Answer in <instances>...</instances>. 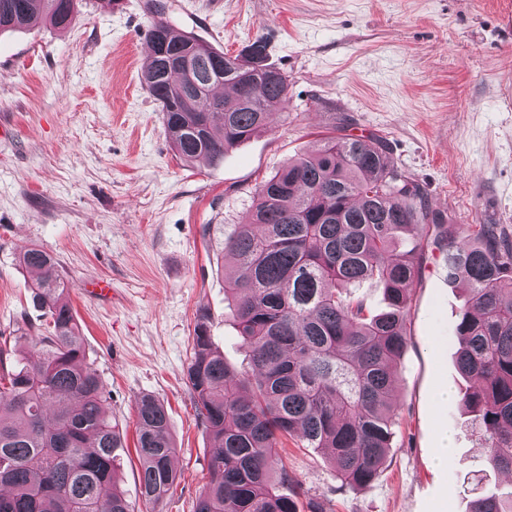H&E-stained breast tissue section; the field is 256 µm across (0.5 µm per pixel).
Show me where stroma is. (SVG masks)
<instances>
[{
	"label": "stroma",
	"mask_w": 512,
	"mask_h": 512,
	"mask_svg": "<svg viewBox=\"0 0 512 512\" xmlns=\"http://www.w3.org/2000/svg\"><path fill=\"white\" fill-rule=\"evenodd\" d=\"M165 20L237 55L256 40L288 78L267 129L222 162L187 164L141 82L150 0H80L71 25L0 33V345L43 322L20 253L54 254L70 284L85 362L122 432L120 487L133 512H192L213 443L184 372L197 324L247 366L224 296L217 227L241 223L263 178L345 128L387 142L450 224L512 233V0H166ZM111 291L93 293L96 281ZM464 287L427 247L409 293L407 346L393 368L399 424L378 478L342 486L326 453L287 440L299 512H468L499 482L460 403L456 327ZM447 390L448 402L436 401ZM167 410L179 479L159 503L139 493L135 401ZM447 435V466L435 462Z\"/></svg>",
	"instance_id": "1"
}]
</instances>
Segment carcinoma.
Returning <instances> with one entry per match:
<instances>
[{
	"label": "carcinoma",
	"mask_w": 512,
	"mask_h": 512,
	"mask_svg": "<svg viewBox=\"0 0 512 512\" xmlns=\"http://www.w3.org/2000/svg\"><path fill=\"white\" fill-rule=\"evenodd\" d=\"M77 6L0 0V32L43 19L65 28ZM148 38L142 81L185 162L224 160L288 100L287 76L266 63L261 39L229 56L163 20ZM189 54L192 69L176 64ZM191 83L196 93L183 95ZM220 84L233 100L212 97ZM427 241L448 281L468 293L456 328L457 365L470 382L461 401L493 466L512 475V236L497 224H445L383 140L338 132L263 180L244 223L224 225L221 251L233 259L224 295L250 367L235 374L197 326L185 378L216 452L193 512H298L275 487L288 482L277 452L286 435L326 450L347 487L376 478L398 426L392 366L407 344ZM19 262L38 275L30 301L47 320L31 327L35 358L0 347V512H131L118 487L121 434L104 383L83 364L69 285L40 246ZM365 284L383 289L385 310L353 293ZM135 412L140 495L157 504L179 478L176 444L160 400L143 395ZM469 512H512V490L475 498Z\"/></svg>",
	"instance_id": "cac0c4a2"
}]
</instances>
